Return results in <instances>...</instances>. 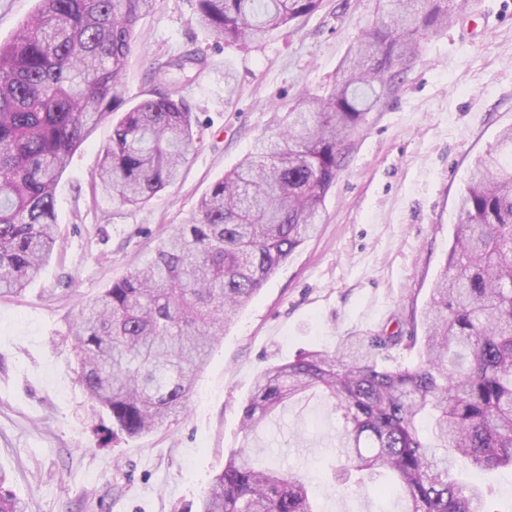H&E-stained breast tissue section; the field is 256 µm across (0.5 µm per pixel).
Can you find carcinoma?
<instances>
[{
  "instance_id": "cac0c4a2",
  "label": "carcinoma",
  "mask_w": 512,
  "mask_h": 512,
  "mask_svg": "<svg viewBox=\"0 0 512 512\" xmlns=\"http://www.w3.org/2000/svg\"><path fill=\"white\" fill-rule=\"evenodd\" d=\"M155 0H37L0 42V296L21 293L56 245V188L71 156L112 122L100 190L129 205L171 185L193 148V112L167 85L123 108L116 89ZM322 0H197V22L229 45L317 11ZM389 21L347 49L322 98L303 95L279 132L259 139L164 237L148 263L86 304L72 330L79 381L112 416V437L156 430L186 409L224 327L320 223L348 140L385 86L447 28L450 0H378ZM194 52L156 75L202 67ZM446 262L416 331L343 337L263 370L242 407L243 442L195 512H318L308 482L257 466L251 437L272 413L321 392L343 424L339 487L393 480L405 512H494L453 476L512 468V129L474 164ZM405 345L417 361L391 354ZM0 470V512H25Z\"/></svg>"
}]
</instances>
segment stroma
<instances>
[{
  "mask_svg": "<svg viewBox=\"0 0 512 512\" xmlns=\"http://www.w3.org/2000/svg\"><path fill=\"white\" fill-rule=\"evenodd\" d=\"M196 0H157L137 27L118 87L149 98L153 66L186 51L204 71L183 81L198 123L181 180L140 205L95 185L103 123L56 190L58 246L21 295L0 297V468L28 512H183L240 447L241 410L270 364L341 337L390 334L420 316L442 269L456 203L476 158L512 128V0H467L447 30L386 89L352 135L318 233L237 313L199 374L187 411L139 438L109 439L110 416L78 380L70 327L82 305L141 267L187 223L212 184L276 132L300 94L322 95L349 45L382 14L377 0H323L315 13L240 46L195 22ZM237 73L233 96L224 71ZM340 424L321 397L276 412L255 438L257 464L308 474L321 512H403L376 484L324 478Z\"/></svg>",
  "mask_w": 512,
  "mask_h": 512,
  "instance_id": "35a3bbf8",
  "label": "stroma"
}]
</instances>
